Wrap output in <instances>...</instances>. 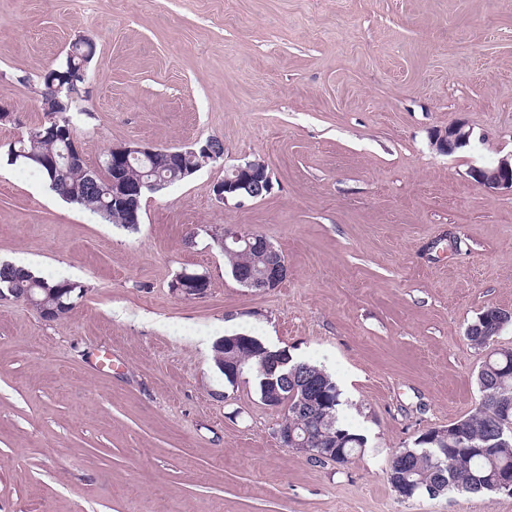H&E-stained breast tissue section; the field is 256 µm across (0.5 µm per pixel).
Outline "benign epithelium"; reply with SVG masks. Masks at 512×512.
Segmentation results:
<instances>
[{
    "label": "benign epithelium",
    "mask_w": 512,
    "mask_h": 512,
    "mask_svg": "<svg viewBox=\"0 0 512 512\" xmlns=\"http://www.w3.org/2000/svg\"><path fill=\"white\" fill-rule=\"evenodd\" d=\"M77 74L80 80L87 79V71L79 69ZM78 80V81H80ZM78 81L51 80L46 84L41 96L42 108L46 112H67L74 103V95L79 89ZM57 136L64 139L67 145L68 167L85 168V177L88 181L94 182L98 173L87 168L83 152L75 141L74 132L69 126L53 128ZM470 133L461 124L448 127L436 134V145L446 153H451L458 148L467 145ZM165 153L169 158V166L176 169L180 164V158L188 157L195 161L193 170L218 162L224 154L214 150L213 141L191 146L180 151H163V149L138 143L116 144L107 148L106 165L112 173V204L121 209L126 217V223L139 224L141 216L138 214L140 208V197L145 193H155L168 186L169 179L152 171L138 175L134 179L131 175V160H153L160 153ZM471 182L489 190L510 189L512 190V160L502 158L494 167H474L469 171ZM272 180L267 166L260 160H251L244 163L231 165L224 169V178L215 182L212 186L214 199L224 203L228 194L233 193L237 197L257 198L271 190ZM256 235H244L232 226L224 227V247L239 246L246 251L255 253V269L253 276L243 280L245 287L270 291L279 287L288 277V263L283 254L269 241L264 240L263 246L256 247L252 240ZM183 277L193 279L195 287L184 288L180 282L173 284V290L187 297L200 298L208 292L204 285L209 278L199 273H183ZM288 365V360L274 352L265 351L261 361L260 371L273 375L281 371L279 378L283 381L290 378V374L283 371ZM310 384L301 381V396L293 403V412L298 413L309 407L316 406L315 395L309 391ZM264 403L266 406L281 412L278 426L275 429V437L278 444L287 449L295 450L305 454L310 459H323L328 455L336 456V449L313 447L311 431L305 434L297 432V428L288 416V411L283 408L284 398L281 393H274L268 396Z\"/></svg>",
    "instance_id": "7a95c632"
}]
</instances>
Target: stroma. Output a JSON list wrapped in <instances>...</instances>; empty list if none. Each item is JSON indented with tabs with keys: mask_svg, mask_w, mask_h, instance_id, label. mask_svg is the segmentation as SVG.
<instances>
[{
	"mask_svg": "<svg viewBox=\"0 0 512 512\" xmlns=\"http://www.w3.org/2000/svg\"><path fill=\"white\" fill-rule=\"evenodd\" d=\"M80 38L89 168L128 141L224 144L144 196L135 233L7 160L44 120L32 77ZM0 102V262L64 265L84 290L52 321L0 298V512H512L489 493L406 500L385 474L470 412L487 352L466 330L512 311V193L468 176L512 153V0H0ZM455 124L469 146L439 151ZM255 159L270 192L216 203L225 167ZM227 225L284 254L278 288L231 277ZM184 271L204 297L174 293ZM234 324L337 373L364 452L281 448L253 373L214 365Z\"/></svg>",
	"mask_w": 512,
	"mask_h": 512,
	"instance_id": "stroma-1",
	"label": "stroma"
}]
</instances>
